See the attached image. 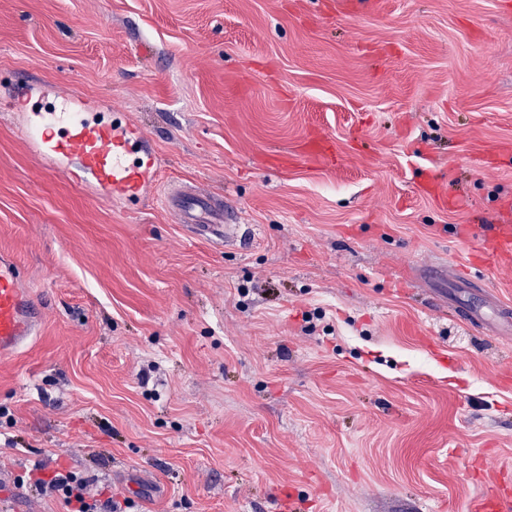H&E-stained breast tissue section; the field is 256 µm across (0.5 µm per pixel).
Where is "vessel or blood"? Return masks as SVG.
I'll use <instances>...</instances> for the list:
<instances>
[{
	"instance_id": "obj_1",
	"label": "vessel or blood",
	"mask_w": 512,
	"mask_h": 512,
	"mask_svg": "<svg viewBox=\"0 0 512 512\" xmlns=\"http://www.w3.org/2000/svg\"><path fill=\"white\" fill-rule=\"evenodd\" d=\"M16 111L39 93L40 86L26 75L15 77ZM20 129L37 153L55 164L70 159L80 165L79 181L95 196L129 201L140 199L157 171L152 153L141 151L138 134L121 120L80 107L78 94L69 90L57 93L49 108L34 122ZM167 205L191 233L217 245L234 241L237 227L230 224L223 205L200 192L172 191ZM502 264L512 263V226L503 224L490 235L482 254ZM41 306L23 285L12 260L0 259V353L9 354L35 336ZM470 512H512V493L496 490L476 500Z\"/></svg>"
}]
</instances>
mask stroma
I'll return each mask as SVG.
<instances>
[{"instance_id":"1","label":"stroma","mask_w":512,"mask_h":512,"mask_svg":"<svg viewBox=\"0 0 512 512\" xmlns=\"http://www.w3.org/2000/svg\"><path fill=\"white\" fill-rule=\"evenodd\" d=\"M14 72L140 128L136 205L44 173ZM511 152L512 0H0V253L46 304L0 357V512H66L37 465L130 512L512 487V267L474 261ZM171 187L221 195L237 241L191 237Z\"/></svg>"}]
</instances>
